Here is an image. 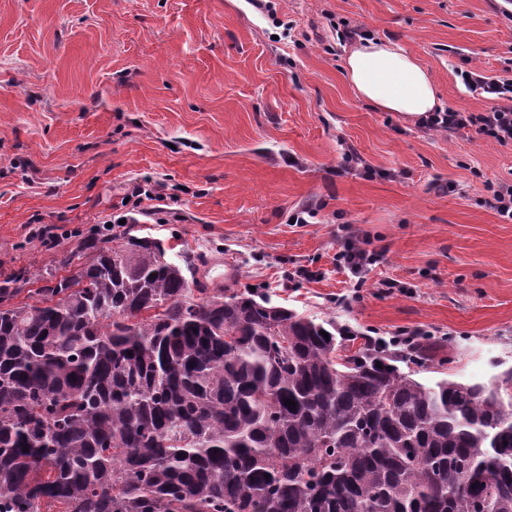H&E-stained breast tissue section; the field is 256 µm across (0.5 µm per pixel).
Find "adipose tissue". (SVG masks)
I'll return each instance as SVG.
<instances>
[{"instance_id":"1","label":"adipose tissue","mask_w":512,"mask_h":512,"mask_svg":"<svg viewBox=\"0 0 512 512\" xmlns=\"http://www.w3.org/2000/svg\"><path fill=\"white\" fill-rule=\"evenodd\" d=\"M344 67L361 100L407 122H422L440 106L433 77L400 43L359 40L347 52Z\"/></svg>"}]
</instances>
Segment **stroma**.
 <instances>
[{
  "label": "stroma",
  "instance_id": "stroma-1",
  "mask_svg": "<svg viewBox=\"0 0 512 512\" xmlns=\"http://www.w3.org/2000/svg\"><path fill=\"white\" fill-rule=\"evenodd\" d=\"M502 0H0V273L118 215L198 256L206 288L269 291L358 334L445 338V374L512 369V223L490 189L512 144L372 108L344 73L345 28L403 45L444 106L488 101L462 74L512 79ZM362 158L343 167L344 148ZM453 191H446V184ZM146 197L135 203L133 190ZM310 204L312 223L289 212ZM383 257L361 299L336 268L348 230ZM308 277H301V270ZM400 291L384 294L380 282Z\"/></svg>",
  "mask_w": 512,
  "mask_h": 512
}]
</instances>
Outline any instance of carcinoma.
<instances>
[{"label":"carcinoma","mask_w":512,"mask_h":512,"mask_svg":"<svg viewBox=\"0 0 512 512\" xmlns=\"http://www.w3.org/2000/svg\"><path fill=\"white\" fill-rule=\"evenodd\" d=\"M75 256L0 280V512H512V370L423 383L442 338L350 354L128 230Z\"/></svg>","instance_id":"obj_1"}]
</instances>
